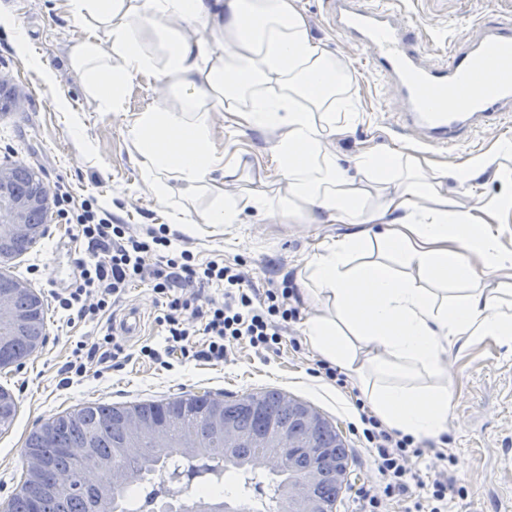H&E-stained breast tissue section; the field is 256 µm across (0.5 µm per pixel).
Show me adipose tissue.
<instances>
[{
    "label": "adipose tissue",
    "mask_w": 512,
    "mask_h": 512,
    "mask_svg": "<svg viewBox=\"0 0 512 512\" xmlns=\"http://www.w3.org/2000/svg\"><path fill=\"white\" fill-rule=\"evenodd\" d=\"M174 19L184 30L170 28ZM69 20L93 27L73 45L70 63L99 111H111L126 83L146 71L172 88V101L137 114L130 132L142 181L172 202L183 235L202 222L239 223L247 211L351 225L306 263L303 333L322 359L348 371L390 429L417 438L447 431L452 394L439 375L448 349L491 339L512 351V303L493 282L512 268V255L477 229L480 212L512 206V172L500 173L497 194L479 209L452 199L448 182L469 183L512 154V143L452 170L408 149L371 148L344 168L327 144L360 113L342 93L349 74L312 37L299 0H69ZM150 31L159 53L144 46ZM216 111L274 133L281 185L217 198L198 218L194 195L242 180L248 167L214 144ZM452 282L460 285L453 295ZM420 373L428 382H416Z\"/></svg>",
    "instance_id": "obj_1"
}]
</instances>
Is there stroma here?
<instances>
[{
    "mask_svg": "<svg viewBox=\"0 0 512 512\" xmlns=\"http://www.w3.org/2000/svg\"><path fill=\"white\" fill-rule=\"evenodd\" d=\"M300 7L312 35L349 68L348 95L363 114L353 131L332 142V150L351 157L367 146L388 151L415 147L413 136L396 126L401 104L389 81L368 73L364 52L330 25L321 0H300ZM0 10L19 19L22 37L56 73L55 84L44 85L19 54V36L0 26V80L21 102L20 109L0 114V167H30L50 188L66 185L73 197L72 207L93 203L110 214L113 223L128 225L133 232L167 225L174 246L191 251L197 260L241 264L247 287L257 294L289 285V305L297 310L277 351L234 343L221 362L178 363L168 370L139 355L142 346H162L163 331L156 322L161 299L148 285L138 283L110 312L115 318L135 305L144 314L141 334L120 341L125 353L120 367L61 387L60 369L68 361L74 341L95 342L98 327L92 322L66 323L55 308L54 246L60 238L70 236L71 227L57 210H50L46 233L33 248L19 257L0 260V272L11 274L41 297L47 317L45 342L21 366L0 369V386L9 388L19 401L13 423L0 430V500L11 498L21 483L28 434L55 414L90 402L128 404L206 391L224 399L276 388L307 402L341 431L350 450L348 482L333 512H353L357 489L379 480L373 455L355 429L354 402L360 392L354 383L342 388L315 375L319 357L303 333L309 309L298 292L302 266L322 252L326 242L351 232V225L308 224L301 219L284 224L275 217L247 212L241 223L205 224L198 236L182 235L169 225L168 201L141 181L139 155L129 133L138 112L171 99L168 85L154 73L138 75L127 83L114 111H98L82 75L68 60L71 46L90 37L92 30L69 22L67 0H0ZM402 11L416 17L425 59L431 63L444 61L448 53L449 41H442V34L460 42L473 39L479 34L481 16L512 13L506 0H404ZM57 98L67 99L81 116L80 130H73L64 113L55 109ZM211 133L219 147L227 139H235L236 149L250 164L254 187L278 181L273 133L255 127L230 128L227 113L221 111L212 115ZM505 139L512 141V124L498 131H473L463 146L428 148L424 154L453 168L490 152ZM442 369L453 390L448 430L439 438L421 440L424 454L414 460L412 468L425 478L441 475L454 481L448 512H498L502 501L512 499V353L487 339L452 348Z\"/></svg>",
    "mask_w": 512,
    "mask_h": 512,
    "instance_id": "1",
    "label": "stroma"
}]
</instances>
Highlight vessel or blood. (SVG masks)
<instances>
[{
    "label": "vessel or blood",
    "mask_w": 512,
    "mask_h": 512,
    "mask_svg": "<svg viewBox=\"0 0 512 512\" xmlns=\"http://www.w3.org/2000/svg\"><path fill=\"white\" fill-rule=\"evenodd\" d=\"M329 22L365 49L371 72L389 79L402 103L400 126L423 145L459 146L478 128L512 118V22H480L478 38L448 59L423 64L420 31L391 0H324Z\"/></svg>",
    "instance_id": "b4317fda"
}]
</instances>
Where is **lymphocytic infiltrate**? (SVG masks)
I'll list each match as a JSON object with an SVG mask.
<instances>
[{
  "label": "lymphocytic infiltrate",
  "instance_id": "lymphocytic-infiltrate-1",
  "mask_svg": "<svg viewBox=\"0 0 512 512\" xmlns=\"http://www.w3.org/2000/svg\"><path fill=\"white\" fill-rule=\"evenodd\" d=\"M72 237L86 247L79 259L74 287L58 293L57 307L80 321H98L119 302L132 285L144 283L165 300L157 323L165 331L163 348L143 346L142 356L162 362L164 353L179 352L182 361H223L228 346L245 342L254 348L276 349L296 311L289 307L290 288L257 295L246 288L244 273L221 260L196 262L187 250L173 247L164 230L149 229L136 234L127 225L99 216L91 205L72 215ZM220 287L223 300L201 299L188 293L190 285ZM203 337L195 345V337ZM120 349L108 327L100 328L92 345L77 342L62 368L61 383L80 382L91 363L117 362ZM362 435L377 461L380 488H366L357 496L356 512H386L389 501H407L405 512H446L454 487L443 477L423 480L409 462L421 457L422 448L411 436L383 428L379 420L360 411Z\"/></svg>",
  "mask_w": 512,
  "mask_h": 512
}]
</instances>
